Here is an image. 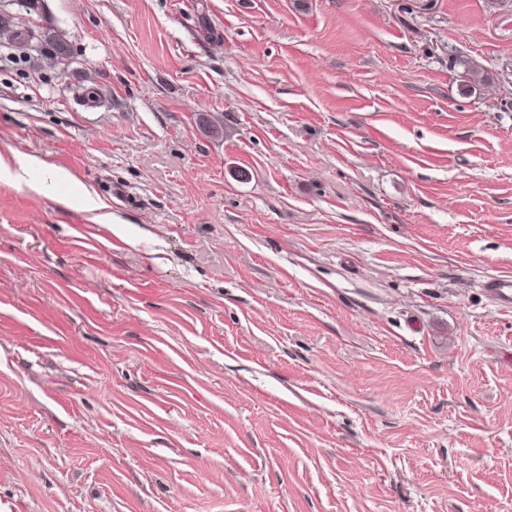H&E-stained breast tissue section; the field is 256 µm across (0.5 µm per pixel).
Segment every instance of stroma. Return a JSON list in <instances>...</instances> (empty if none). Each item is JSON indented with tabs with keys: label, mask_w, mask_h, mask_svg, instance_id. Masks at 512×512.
<instances>
[{
	"label": "stroma",
	"mask_w": 512,
	"mask_h": 512,
	"mask_svg": "<svg viewBox=\"0 0 512 512\" xmlns=\"http://www.w3.org/2000/svg\"><path fill=\"white\" fill-rule=\"evenodd\" d=\"M0 18V512H512V0ZM481 288L498 307L512 308V276L488 277L481 283Z\"/></svg>",
	"instance_id": "35a3bbf8"
}]
</instances>
